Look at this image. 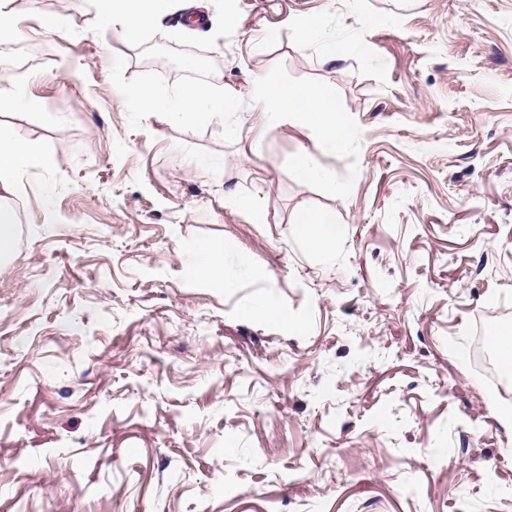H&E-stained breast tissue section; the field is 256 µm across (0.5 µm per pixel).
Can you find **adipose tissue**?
I'll return each instance as SVG.
<instances>
[{
	"mask_svg": "<svg viewBox=\"0 0 512 512\" xmlns=\"http://www.w3.org/2000/svg\"><path fill=\"white\" fill-rule=\"evenodd\" d=\"M98 17L104 23L117 22L122 36L138 41L164 14L168 0H94ZM54 157L43 143L22 136L11 126L0 123V192L12 193L17 177L32 169H48ZM187 258L185 270L189 276L201 278L213 287H224V248L209 241L183 243Z\"/></svg>",
	"mask_w": 512,
	"mask_h": 512,
	"instance_id": "ef3b65f1",
	"label": "adipose tissue"
}]
</instances>
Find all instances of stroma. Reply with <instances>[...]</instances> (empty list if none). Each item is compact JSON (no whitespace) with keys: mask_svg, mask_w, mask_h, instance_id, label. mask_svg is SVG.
I'll list each match as a JSON object with an SVG mask.
<instances>
[{"mask_svg":"<svg viewBox=\"0 0 512 512\" xmlns=\"http://www.w3.org/2000/svg\"><path fill=\"white\" fill-rule=\"evenodd\" d=\"M9 8L0 45L34 55L0 93L33 104L0 122L57 164L7 200L0 512H512V426L473 357L512 329V0H170L135 43L89 4L41 0L65 39ZM310 17L340 61L301 36ZM153 45L241 98L279 62L336 89L362 130L350 196L291 177L296 153L347 162L250 105L231 142L132 129L113 61L176 82ZM187 241L226 244L233 287L188 276ZM17 220L14 212L0 204V258L11 254L17 235ZM303 236L309 241L311 246L317 250H328L334 244V237L328 229L326 223H330L324 215L305 214L298 221Z\"/></svg>","mask_w":512,"mask_h":512,"instance_id":"stroma-1","label":"stroma"}]
</instances>
